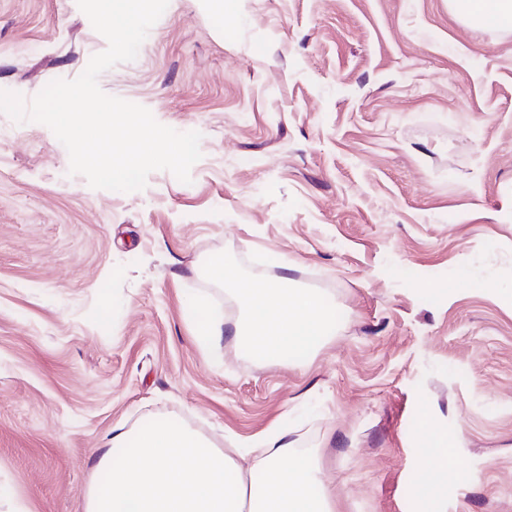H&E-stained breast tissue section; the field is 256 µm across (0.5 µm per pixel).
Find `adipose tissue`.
Instances as JSON below:
<instances>
[{
    "mask_svg": "<svg viewBox=\"0 0 512 512\" xmlns=\"http://www.w3.org/2000/svg\"><path fill=\"white\" fill-rule=\"evenodd\" d=\"M448 5L472 23L512 29V0ZM208 272L235 286L242 314L228 327L204 312L196 325L203 347L220 345L229 335L255 356L284 363L316 353L336 326V308L321 292L292 287L285 278L244 281L221 257L210 260ZM422 436L435 463L412 492L424 496L429 512H443L448 439L428 429ZM252 446L256 456L244 467L175 418L133 432L117 430L95 464L109 480L90 489L85 512H336L335 496L321 489V471L296 454L287 432H270ZM257 471L264 478L260 488L253 482Z\"/></svg>",
    "mask_w": 512,
    "mask_h": 512,
    "instance_id": "adipose-tissue-1",
    "label": "adipose tissue"
}]
</instances>
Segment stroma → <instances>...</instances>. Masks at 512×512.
Returning <instances> with one entry per match:
<instances>
[{"label":"stroma","mask_w":512,"mask_h":512,"mask_svg":"<svg viewBox=\"0 0 512 512\" xmlns=\"http://www.w3.org/2000/svg\"><path fill=\"white\" fill-rule=\"evenodd\" d=\"M169 0L106 94L201 135L191 183L95 189L0 113V512H83L115 428L175 417L250 463L279 428L337 512H424L421 420L455 446L444 512H512V29L448 0ZM77 0H0V89L103 52ZM288 277L336 330L306 359L208 353L207 273Z\"/></svg>","instance_id":"stroma-1"}]
</instances>
